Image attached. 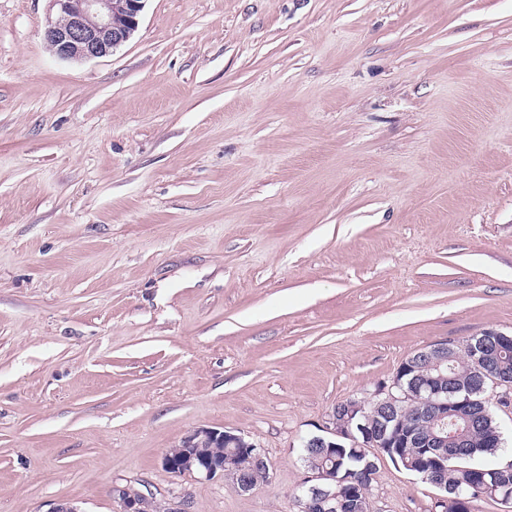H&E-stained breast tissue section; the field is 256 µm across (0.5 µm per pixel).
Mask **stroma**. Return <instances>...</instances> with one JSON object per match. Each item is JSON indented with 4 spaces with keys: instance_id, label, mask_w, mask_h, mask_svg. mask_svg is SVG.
I'll list each match as a JSON object with an SVG mask.
<instances>
[{
    "instance_id": "obj_1",
    "label": "stroma",
    "mask_w": 512,
    "mask_h": 512,
    "mask_svg": "<svg viewBox=\"0 0 512 512\" xmlns=\"http://www.w3.org/2000/svg\"><path fill=\"white\" fill-rule=\"evenodd\" d=\"M54 15L0 0V512H299L337 404L512 334V0H146L83 60ZM199 426L267 479L168 472ZM123 490L126 489H117V497H115L116 502L118 503V511L119 512H143V508L147 502L152 501V496L146 495L143 492H138L136 490L127 488V493L131 494L127 496ZM138 493V497H135ZM135 495V496H132Z\"/></svg>"
}]
</instances>
